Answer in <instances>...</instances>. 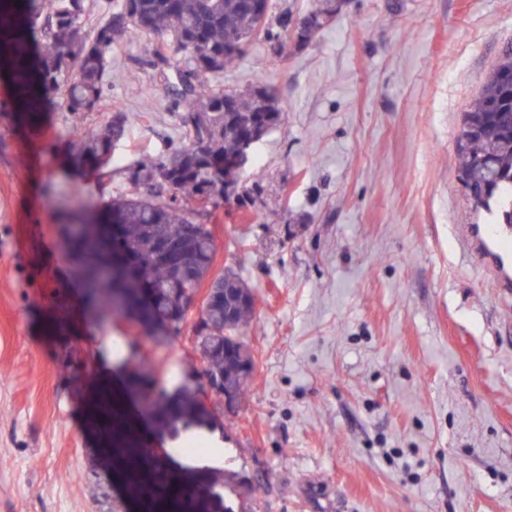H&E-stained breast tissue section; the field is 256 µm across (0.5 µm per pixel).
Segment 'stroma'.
Instances as JSON below:
<instances>
[{
    "label": "stroma",
    "mask_w": 512,
    "mask_h": 512,
    "mask_svg": "<svg viewBox=\"0 0 512 512\" xmlns=\"http://www.w3.org/2000/svg\"><path fill=\"white\" fill-rule=\"evenodd\" d=\"M512 0H346L311 42L259 41L224 72L266 79L280 125L241 172L244 204L200 215L213 274L251 288L254 354L236 413L215 411L228 477L254 480L235 512H512V275L480 252L457 134L504 46ZM152 38L112 48L95 120L143 113L111 173L76 172L70 117L35 127L0 112V512H136L102 452L111 355L158 386L202 371L190 341L87 308L59 229L124 191L139 162L179 143L168 90L142 66Z\"/></svg>",
    "instance_id": "35a3bbf8"
}]
</instances>
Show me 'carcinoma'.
<instances>
[{"label":"carcinoma","instance_id":"obj_1","mask_svg":"<svg viewBox=\"0 0 512 512\" xmlns=\"http://www.w3.org/2000/svg\"><path fill=\"white\" fill-rule=\"evenodd\" d=\"M20 6H14L15 2ZM0 0V57L9 59L15 103L26 113L46 105L71 115L97 112L112 89V44L130 32L154 38L158 47L148 64L169 86L179 111L182 140L160 160L140 163L129 175L126 191L95 209L102 224L119 227V250L128 264L120 288L127 306L114 301L107 278L85 284L88 303L101 311L132 313L147 327L167 333V326L184 321L200 284L209 275L214 241L210 229L196 221L204 206L205 188L214 183L209 168L241 149V132L261 114L282 120L274 91L264 84L250 93L224 92V69L232 66L259 38L285 43L291 24L288 14L269 23L271 0ZM336 13L334 0L308 12L297 26L308 42ZM512 70V48L505 50L464 123L478 127L459 144L462 175L485 198L483 210L497 213L498 223L512 224V84L496 77ZM142 117L116 111L90 127L74 125L69 137L72 156L90 172L112 165L116 145L127 127ZM492 159L503 180L489 184L484 161ZM179 241L180 272L155 256L159 239ZM77 257L78 275L98 263L97 255L76 239L67 241ZM219 299L205 301L193 326L204 372L220 380L219 392L242 396L253 369L249 347L239 328L254 308L251 289L226 270L211 280ZM125 393L141 398L158 431L174 438L202 430L213 421V409L201 388L183 385L169 394L154 391L139 369L129 370ZM115 445L133 449L136 471L127 456L115 455L116 470L146 499L174 497L181 478L191 483L195 512H234L226 503L224 476L186 467L175 470L171 456H152L140 442L135 423L117 412L113 416ZM153 477L142 480V474Z\"/></svg>","mask_w":512,"mask_h":512}]
</instances>
